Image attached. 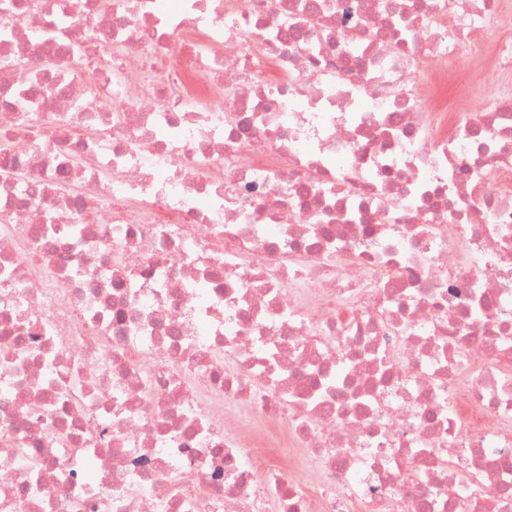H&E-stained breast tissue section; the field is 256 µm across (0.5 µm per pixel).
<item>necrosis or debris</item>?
<instances>
[{
    "label": "necrosis or debris",
    "mask_w": 512,
    "mask_h": 512,
    "mask_svg": "<svg viewBox=\"0 0 512 512\" xmlns=\"http://www.w3.org/2000/svg\"><path fill=\"white\" fill-rule=\"evenodd\" d=\"M510 76L505 0H0V512H512Z\"/></svg>",
    "instance_id": "obj_1"
}]
</instances>
